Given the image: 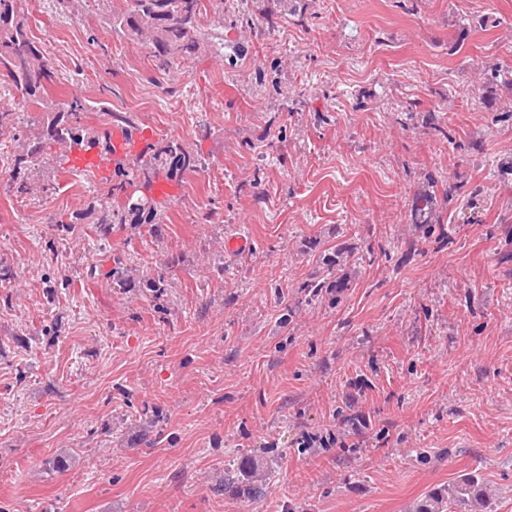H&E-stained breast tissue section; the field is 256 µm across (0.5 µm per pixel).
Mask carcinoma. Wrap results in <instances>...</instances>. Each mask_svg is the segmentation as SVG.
I'll list each match as a JSON object with an SVG mask.
<instances>
[{"label":"carcinoma","instance_id":"1","mask_svg":"<svg viewBox=\"0 0 512 512\" xmlns=\"http://www.w3.org/2000/svg\"><path fill=\"white\" fill-rule=\"evenodd\" d=\"M96 2L106 26L128 40L146 46L148 62L158 74L165 76L201 48L200 21L207 14V7H212L219 20H224V0H122L120 8L114 7L112 0ZM53 75V64L43 43L31 34L22 0H0V80L11 85L22 104L39 107L44 112L41 126L27 130L21 137L13 136L21 144L13 156L6 184L17 197L39 193L29 177L35 167L49 166L76 150L98 146L111 149L114 126L130 138L138 131L132 117L117 114L113 115V122L98 130L90 129L85 119L91 107L77 92H71L70 100L60 106L49 100V83L53 81ZM16 119V108L0 102V135L16 131ZM198 169V157L176 139L166 141L153 149L152 154H143L131 164L123 160L117 162L114 175L119 181L101 190L90 207L98 239L106 241L114 224L161 223L164 205L152 196H128L123 206H112V197L126 193V186L136 182L140 188L151 192L154 183L163 177ZM411 217L413 223L426 224L429 232H435L439 212L434 199L428 195L415 198ZM130 262L132 259L126 256L116 258L107 274L112 283L118 285L125 280ZM143 287L158 299L166 296V272L160 270L145 279ZM345 287V282L340 279H313L301 285L311 298L338 293ZM265 478L266 473L250 469L247 484L241 488L226 473L224 490L257 498ZM494 496L495 489L480 476L471 474L432 489L409 505L406 512H487Z\"/></svg>","mask_w":512,"mask_h":512}]
</instances>
